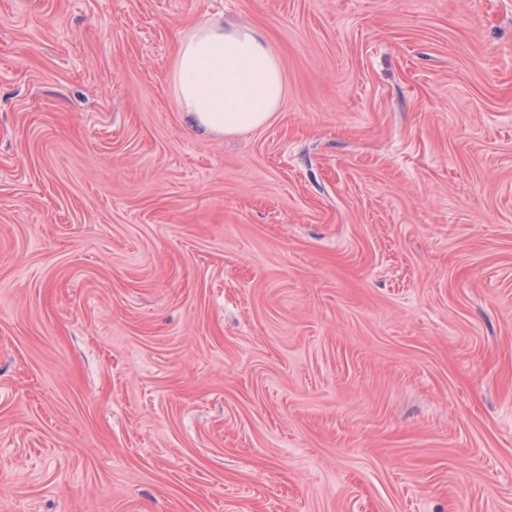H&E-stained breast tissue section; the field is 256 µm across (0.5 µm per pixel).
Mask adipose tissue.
Here are the masks:
<instances>
[{"instance_id": "ef3b65f1", "label": "adipose tissue", "mask_w": 512, "mask_h": 512, "mask_svg": "<svg viewBox=\"0 0 512 512\" xmlns=\"http://www.w3.org/2000/svg\"><path fill=\"white\" fill-rule=\"evenodd\" d=\"M170 79L179 111L205 134L264 126L284 94L282 70L263 34L211 19L182 36Z\"/></svg>"}]
</instances>
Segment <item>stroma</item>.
I'll list each match as a JSON object with an SVG mask.
<instances>
[{
  "label": "stroma",
  "instance_id": "stroma-1",
  "mask_svg": "<svg viewBox=\"0 0 512 512\" xmlns=\"http://www.w3.org/2000/svg\"><path fill=\"white\" fill-rule=\"evenodd\" d=\"M0 512H512V0H0ZM175 102L201 133L264 126L280 105L284 78L263 34L205 20L185 33L170 76Z\"/></svg>",
  "mask_w": 512,
  "mask_h": 512
}]
</instances>
